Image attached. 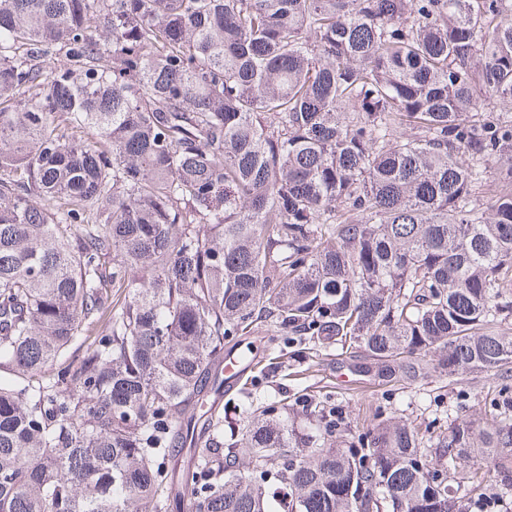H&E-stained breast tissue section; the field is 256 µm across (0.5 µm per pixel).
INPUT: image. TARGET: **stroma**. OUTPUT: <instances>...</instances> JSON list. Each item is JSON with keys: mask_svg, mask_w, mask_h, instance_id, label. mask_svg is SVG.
<instances>
[{"mask_svg": "<svg viewBox=\"0 0 512 512\" xmlns=\"http://www.w3.org/2000/svg\"><path fill=\"white\" fill-rule=\"evenodd\" d=\"M501 384L500 377L487 374L458 375L421 385L414 389L392 390L368 388L355 382L337 364L311 372L304 365L290 367L287 376L259 379L256 396L266 401L284 394L315 393L330 396L343 412L367 416L372 405L385 406L388 414L411 421L418 434H425L434 420L448 416L464 417L478 411L488 392Z\"/></svg>", "mask_w": 512, "mask_h": 512, "instance_id": "1", "label": "stroma"}]
</instances>
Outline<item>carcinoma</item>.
<instances>
[{"label":"carcinoma","mask_w":512,"mask_h":512,"mask_svg":"<svg viewBox=\"0 0 512 512\" xmlns=\"http://www.w3.org/2000/svg\"><path fill=\"white\" fill-rule=\"evenodd\" d=\"M511 316L512 0H0V512H485L506 385L202 408L253 336L402 389Z\"/></svg>","instance_id":"cac0c4a2"}]
</instances>
